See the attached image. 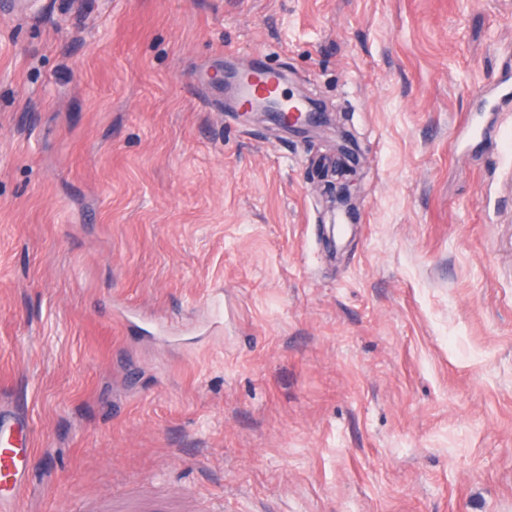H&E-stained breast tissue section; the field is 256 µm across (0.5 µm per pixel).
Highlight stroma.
Segmentation results:
<instances>
[{
    "instance_id": "obj_1",
    "label": "stroma",
    "mask_w": 512,
    "mask_h": 512,
    "mask_svg": "<svg viewBox=\"0 0 512 512\" xmlns=\"http://www.w3.org/2000/svg\"><path fill=\"white\" fill-rule=\"evenodd\" d=\"M257 59L356 137L335 250V128L209 81ZM511 69L512 0H0L20 512L171 486L173 512H512V174L498 113L462 133Z\"/></svg>"
}]
</instances>
